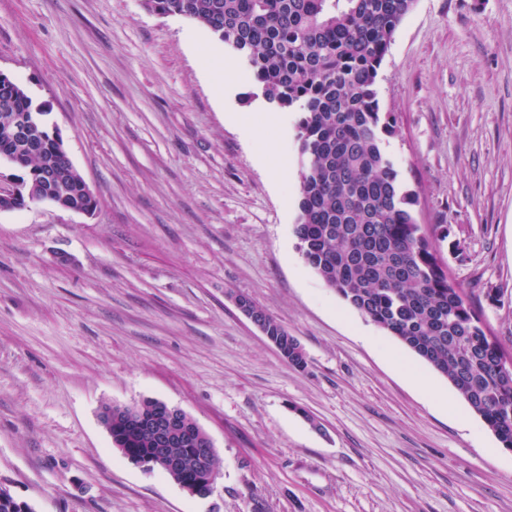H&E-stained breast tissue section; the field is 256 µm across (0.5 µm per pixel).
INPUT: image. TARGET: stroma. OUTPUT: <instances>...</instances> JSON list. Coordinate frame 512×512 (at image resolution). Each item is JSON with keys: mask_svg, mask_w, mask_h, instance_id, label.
<instances>
[{"mask_svg": "<svg viewBox=\"0 0 512 512\" xmlns=\"http://www.w3.org/2000/svg\"><path fill=\"white\" fill-rule=\"evenodd\" d=\"M216 58L143 0H0V71L99 199L0 211V484L33 512H512V450L299 253L297 113L242 69L216 97ZM377 88L419 224L512 355V0H416ZM146 398L213 439L210 496L113 445L102 404ZM235 303L237 307L243 312V314L248 317L251 322L260 330V332L267 338V340L274 345V347L278 350L280 356L283 359L284 352L279 344L278 341H272L266 334L263 326L262 319L258 316L257 311L260 310L255 306V309L253 307L252 300L245 295H239L235 297Z\"/></svg>", "mask_w": 512, "mask_h": 512, "instance_id": "35a3bbf8", "label": "stroma"}]
</instances>
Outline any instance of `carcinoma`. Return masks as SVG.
Instances as JSON below:
<instances>
[{
	"label": "carcinoma",
	"mask_w": 512,
	"mask_h": 512,
	"mask_svg": "<svg viewBox=\"0 0 512 512\" xmlns=\"http://www.w3.org/2000/svg\"><path fill=\"white\" fill-rule=\"evenodd\" d=\"M416 0H145L160 16H181L206 28L245 63L268 102L298 112L299 214L294 227L305 263L365 318L400 340L448 381L512 449V366L448 275L413 206L417 193L401 181L383 136L395 119L381 112L379 69L394 34ZM35 103L17 80L0 87V160L74 207L98 198L74 168L63 142L48 132L37 145L5 134L13 117ZM288 365L307 368L288 340ZM104 409L123 456L143 457L150 442L141 416ZM189 434L174 451L192 458L204 430L188 418Z\"/></svg>",
	"instance_id": "cac0c4a2"
}]
</instances>
